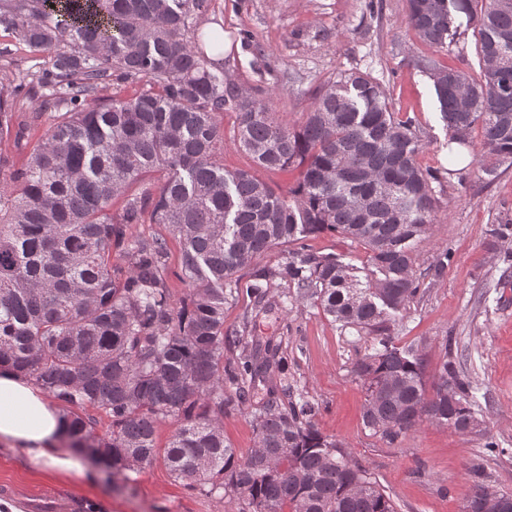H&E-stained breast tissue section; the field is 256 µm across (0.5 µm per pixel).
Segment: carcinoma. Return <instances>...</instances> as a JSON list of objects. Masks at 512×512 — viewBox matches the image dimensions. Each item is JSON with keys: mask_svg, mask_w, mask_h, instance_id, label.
Masks as SVG:
<instances>
[{"mask_svg": "<svg viewBox=\"0 0 512 512\" xmlns=\"http://www.w3.org/2000/svg\"><path fill=\"white\" fill-rule=\"evenodd\" d=\"M208 0H0V25L48 55L37 84L53 111L21 166L0 148V366L34 381L65 406L69 447L117 472L162 458L191 491L239 501V512H396L391 498L333 437L312 422L303 393L266 379L279 346L253 339L272 305L320 307L342 331L372 337L351 373L366 391L365 427L390 443L425 422L473 433L471 386L443 357L432 382L412 346L394 344L396 316L420 291L416 248L429 241L439 199L419 166L423 143L381 84L340 72L326 81L305 122L289 128L267 104L224 87V68L188 32ZM475 25L480 78L434 58L429 71L448 143L478 132L483 148L512 161V0H408V27L445 48L455 16ZM150 89L90 106L98 81ZM256 167L297 172L288 194L249 171H224V128ZM27 124L0 88V144ZM122 205L112 211V201ZM131 224L164 232L134 236ZM324 231L367 250L364 276L303 241ZM179 245L173 299L168 239ZM275 265L255 266L282 246ZM250 268L248 280L237 273ZM246 291L232 329L224 307ZM236 367L224 370V340ZM250 412L255 448L237 456L224 415ZM112 421L95 432L88 410ZM177 427L157 443V425ZM463 512H512L493 504L478 467Z\"/></svg>", "mask_w": 512, "mask_h": 512, "instance_id": "1", "label": "carcinoma"}]
</instances>
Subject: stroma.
Returning <instances> with one entry per match:
<instances>
[{
  "label": "stroma",
  "mask_w": 512,
  "mask_h": 512,
  "mask_svg": "<svg viewBox=\"0 0 512 512\" xmlns=\"http://www.w3.org/2000/svg\"><path fill=\"white\" fill-rule=\"evenodd\" d=\"M407 9V0H209L189 36L200 49L206 25L222 29L230 43L227 82L263 99L288 124L304 120L324 82L355 69L377 78L395 111L416 120L424 143L418 161L436 176L440 209L417 252L423 289L400 316L396 343L419 347L430 374L441 358L455 361L476 395L481 431L426 423L390 443L366 429V392L350 368L370 339L340 331L320 307L298 305L286 316L272 310L254 335L279 344L281 378L318 405V429L344 443L397 512H461L472 464L482 465L490 489L512 492V166L496 164L476 139L450 159L433 82L416 61L447 59L479 73L473 24L462 19L458 42L444 51L408 28ZM45 66L43 54L0 26V74ZM495 228L502 236H492ZM489 439L499 453L485 452ZM94 472L88 482L35 467L0 444V499L17 505L59 493L76 505L97 503L100 512H237L224 496L185 488L160 460Z\"/></svg>",
  "instance_id": "35a3bbf8"
}]
</instances>
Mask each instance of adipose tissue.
Segmentation results:
<instances>
[{
	"label": "adipose tissue",
	"mask_w": 512,
	"mask_h": 512,
	"mask_svg": "<svg viewBox=\"0 0 512 512\" xmlns=\"http://www.w3.org/2000/svg\"><path fill=\"white\" fill-rule=\"evenodd\" d=\"M64 429L63 412L41 388L0 367V444L21 450L33 464L72 473L78 466L60 447Z\"/></svg>",
	"instance_id": "ef3b65f1"
}]
</instances>
